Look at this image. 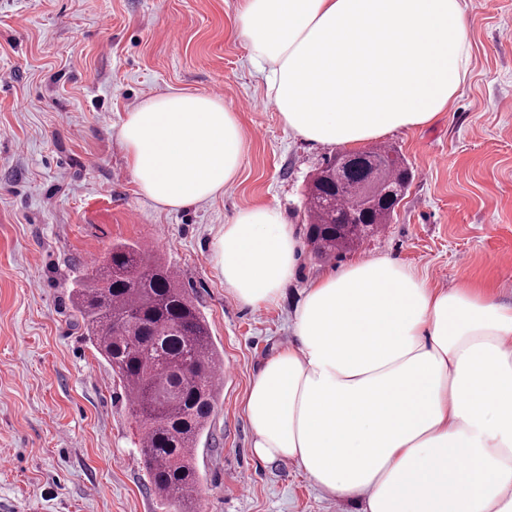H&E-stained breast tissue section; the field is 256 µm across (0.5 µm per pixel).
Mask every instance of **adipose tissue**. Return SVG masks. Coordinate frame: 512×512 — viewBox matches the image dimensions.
Segmentation results:
<instances>
[{
    "label": "adipose tissue",
    "mask_w": 512,
    "mask_h": 512,
    "mask_svg": "<svg viewBox=\"0 0 512 512\" xmlns=\"http://www.w3.org/2000/svg\"><path fill=\"white\" fill-rule=\"evenodd\" d=\"M236 32L285 128L348 150L431 123L470 69L462 0H240ZM117 136L167 210L223 195L245 156L235 112L201 93L147 99ZM297 248L294 225L257 206L215 254L259 309L293 279ZM292 328L244 399L256 457L361 512H512V306L360 257L308 284Z\"/></svg>",
    "instance_id": "ef3b65f1"
}]
</instances>
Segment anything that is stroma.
<instances>
[{"label":"stroma","instance_id":"1","mask_svg":"<svg viewBox=\"0 0 512 512\" xmlns=\"http://www.w3.org/2000/svg\"><path fill=\"white\" fill-rule=\"evenodd\" d=\"M238 4L0 0V512H171L70 300L114 242L170 264L234 367L198 444L202 512H359L251 452L243 401L260 364L293 342L309 278L388 256L433 287L491 284L512 303V0H465L471 65L450 111L381 137L414 173L393 222L328 260L300 243L298 275L259 310L225 287L213 242L258 205L305 229V186L335 150L283 126L236 35ZM173 90L220 92L246 141L223 196L176 212L139 189L116 137L128 112Z\"/></svg>","mask_w":512,"mask_h":512}]
</instances>
